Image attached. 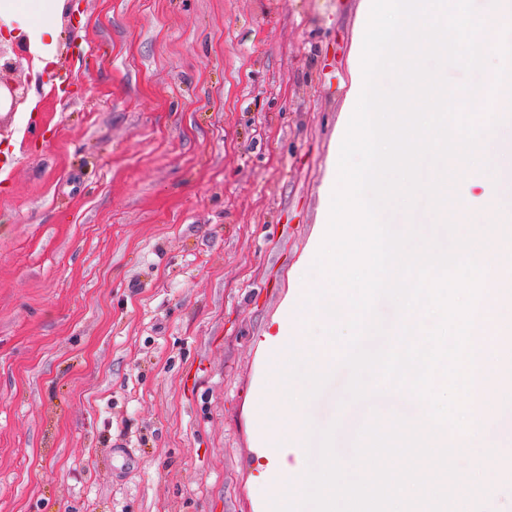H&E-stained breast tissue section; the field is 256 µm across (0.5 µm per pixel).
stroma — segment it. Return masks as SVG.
<instances>
[{
  "instance_id": "35a3bbf8",
  "label": "stroma",
  "mask_w": 512,
  "mask_h": 512,
  "mask_svg": "<svg viewBox=\"0 0 512 512\" xmlns=\"http://www.w3.org/2000/svg\"><path fill=\"white\" fill-rule=\"evenodd\" d=\"M361 0H62L6 46L0 512H259L253 387L320 230ZM7 52L0 41V112L8 108L13 112L19 101L18 85L13 82L10 75L17 70V62L6 58ZM3 60V63H1Z\"/></svg>"
}]
</instances>
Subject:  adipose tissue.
I'll return each mask as SVG.
<instances>
[{
    "mask_svg": "<svg viewBox=\"0 0 512 512\" xmlns=\"http://www.w3.org/2000/svg\"><path fill=\"white\" fill-rule=\"evenodd\" d=\"M61 0H0V33L26 32L42 52L45 64H53L52 49L61 37L58 13Z\"/></svg>",
    "mask_w": 512,
    "mask_h": 512,
    "instance_id": "obj_1",
    "label": "adipose tissue"
}]
</instances>
